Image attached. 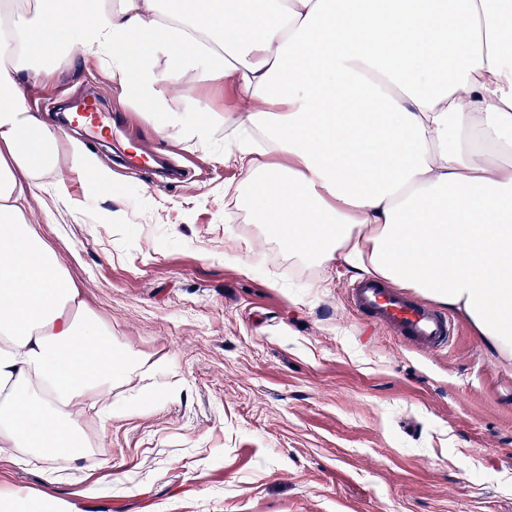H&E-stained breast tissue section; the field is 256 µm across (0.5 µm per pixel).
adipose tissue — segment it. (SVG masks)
Instances as JSON below:
<instances>
[{
  "instance_id": "1",
  "label": "adipose tissue",
  "mask_w": 512,
  "mask_h": 512,
  "mask_svg": "<svg viewBox=\"0 0 512 512\" xmlns=\"http://www.w3.org/2000/svg\"><path fill=\"white\" fill-rule=\"evenodd\" d=\"M165 138L240 173L233 199L290 257L410 289L512 362V0H0V453L72 463L75 408L144 358L84 309L26 214L57 136L20 85L72 53ZM221 112L179 111L202 88ZM0 512H80L0 490Z\"/></svg>"
}]
</instances>
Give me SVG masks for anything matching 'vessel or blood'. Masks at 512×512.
Here are the masks:
<instances>
[{
  "label": "vessel or blood",
  "instance_id": "1",
  "mask_svg": "<svg viewBox=\"0 0 512 512\" xmlns=\"http://www.w3.org/2000/svg\"><path fill=\"white\" fill-rule=\"evenodd\" d=\"M348 298L354 311L388 327L398 339L420 350H440L450 342V318L435 307L416 303L401 289L366 280L350 288Z\"/></svg>",
  "mask_w": 512,
  "mask_h": 512
}]
</instances>
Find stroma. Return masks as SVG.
<instances>
[{"instance_id": "obj_1", "label": "stroma", "mask_w": 512, "mask_h": 512, "mask_svg": "<svg viewBox=\"0 0 512 512\" xmlns=\"http://www.w3.org/2000/svg\"><path fill=\"white\" fill-rule=\"evenodd\" d=\"M91 93L124 127L105 144L87 128L61 138L49 178L71 206L49 220L36 200L28 218L146 364L112 391L129 412L104 423L84 409L82 480H53L55 461L34 452L0 459V489L81 512H512V363L460 317L449 348L418 351L350 308L346 270L290 258L249 216L225 222L238 171L161 139L95 61L73 55L21 86L54 130L58 105ZM138 142L182 181L123 167ZM101 173L110 186L93 190Z\"/></svg>"}]
</instances>
